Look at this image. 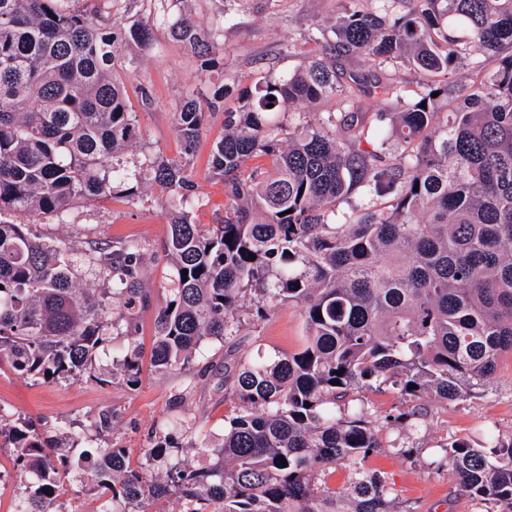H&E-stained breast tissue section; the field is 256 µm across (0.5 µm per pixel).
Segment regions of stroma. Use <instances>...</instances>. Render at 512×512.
Segmentation results:
<instances>
[{
	"label": "stroma",
	"mask_w": 512,
	"mask_h": 512,
	"mask_svg": "<svg viewBox=\"0 0 512 512\" xmlns=\"http://www.w3.org/2000/svg\"><path fill=\"white\" fill-rule=\"evenodd\" d=\"M348 0H136L127 15L134 21L165 9L170 15L189 14L198 26H207L220 12L232 14L224 27V55L221 62H209L194 54L183 42L171 37L167 27L154 31L151 49L124 46L125 59L134 61L135 83L150 85L153 100L138 108L143 142L151 149L173 156L179 151L174 113L187 88H197L208 96L213 87L225 85L231 91L227 106H234V92L252 86L260 77L291 73L304 66L308 55L320 52L310 25L335 22ZM296 37L297 47L281 56L280 45ZM224 127L223 113L209 115L193 157L197 172L196 192L203 202L198 214L201 223H211L213 204L222 202L224 188L208 172L214 141ZM137 205L116 200L93 199L72 210L65 220L44 219L37 232L48 239L66 242L80 283L103 287L97 267L89 263L90 250L105 243L135 239L145 246L146 286L150 293L137 310L133 327L142 348V376L129 385L112 375V358L104 355L96 372L107 374L104 382L94 380L45 382L15 372L9 364L0 365V415L24 418L35 426L54 425L80 433L92 415L110 409L114 414L111 430L94 435L93 443L102 448L123 449L131 465L143 458L147 437L156 423L173 421L171 434L183 446L220 441L224 423L233 416L238 403L227 397L221 383L225 365L256 351L295 352L305 343L306 324L301 309L283 304L264 318L247 317L243 342L211 344L198 352L186 370L162 374L150 361L155 336V313L164 301L162 290L171 271L165 247L170 219L157 201L155 186L140 183ZM375 423L382 444L369 457L367 470L380 473L400 512H476L477 504L459 485L447 468L437 467L439 448L455 439L483 441L487 431L512 435V355H503L497 371L478 398L455 401H428L427 413L417 430L408 432L388 425L387 415L410 410L411 404L392 388L358 390Z\"/></svg>",
	"instance_id": "1"
}]
</instances>
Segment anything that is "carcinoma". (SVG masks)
Returning a JSON list of instances; mask_svg holds the SVG:
<instances>
[{
	"mask_svg": "<svg viewBox=\"0 0 512 512\" xmlns=\"http://www.w3.org/2000/svg\"><path fill=\"white\" fill-rule=\"evenodd\" d=\"M113 2L0 0V362L35 379H98L112 315L131 323L144 298L145 248L97 250L89 260L107 287L85 288L66 245L33 226L81 200L132 204V179L172 209L156 371H180L206 342L238 335L246 298L260 318L300 306L308 335L297 352L259 350L235 367L224 393L240 408L221 442L196 449L208 466L166 422L133 468L120 448L92 451L52 425L40 433L0 415V439L30 476L16 512H65L59 474L87 471L101 501L92 512L170 495L178 512H397L384 477L365 469L380 443L351 393L389 384L416 400L473 399L512 353V0H349L332 25L314 23L321 54L256 81L237 108L222 87L203 104L188 91L178 155L148 149L132 173L123 156L141 133L122 47L148 48L158 21L213 58L229 17L205 30L186 14L128 25ZM356 59L368 68L346 69ZM459 64L477 74L466 88L451 78ZM404 65L426 76L410 94L390 78ZM328 98L336 109L313 122L277 121ZM207 108L224 110L209 157L224 186L213 224L196 218L190 167ZM259 157L271 165H251ZM354 196L361 204L341 210ZM112 373L138 382L133 337ZM112 418L102 410L89 428L107 431ZM441 451L479 512H512V435ZM338 465L353 474L341 490L325 480Z\"/></svg>",
	"mask_w": 512,
	"mask_h": 512,
	"instance_id": "1",
	"label": "carcinoma"
}]
</instances>
